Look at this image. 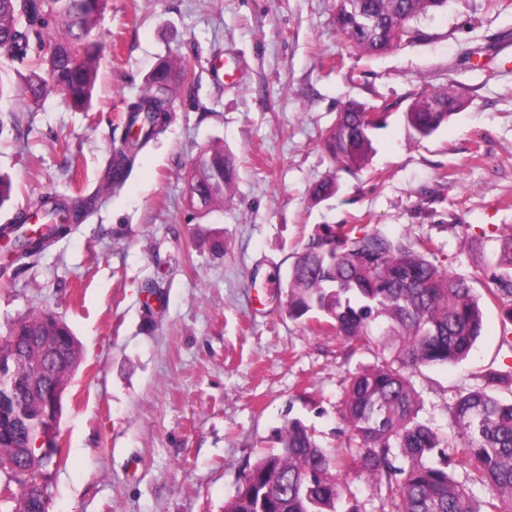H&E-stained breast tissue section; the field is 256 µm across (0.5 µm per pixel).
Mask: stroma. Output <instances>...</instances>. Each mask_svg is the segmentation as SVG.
I'll use <instances>...</instances> for the list:
<instances>
[{
	"mask_svg": "<svg viewBox=\"0 0 512 512\" xmlns=\"http://www.w3.org/2000/svg\"><path fill=\"white\" fill-rule=\"evenodd\" d=\"M336 0H110L93 107L23 94L27 67L0 51L20 93L0 101V175L14 192L0 225L34 201L94 198L47 250L0 249V338L50 311L80 362L62 398L64 464L40 471L49 512H224L246 463L297 418L327 447L342 439L348 377L374 351L288 314L290 271L311 236L354 218L410 242L483 296L467 358L415 378L421 418L443 427L459 392L512 370V323L486 298L484 255L512 230V0H448L385 54H349ZM186 58L162 133L116 190L96 191L126 132L127 106L162 60ZM232 77L217 79L214 64ZM463 101L431 137L402 114L423 89ZM387 106L363 169L323 147L342 105ZM223 143L236 178L223 208L190 205L196 155ZM339 189L317 202L313 186Z\"/></svg>",
	"mask_w": 512,
	"mask_h": 512,
	"instance_id": "stroma-1",
	"label": "stroma"
}]
</instances>
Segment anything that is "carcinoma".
Segmentation results:
<instances>
[{
    "instance_id": "1",
    "label": "carcinoma",
    "mask_w": 512,
    "mask_h": 512,
    "mask_svg": "<svg viewBox=\"0 0 512 512\" xmlns=\"http://www.w3.org/2000/svg\"><path fill=\"white\" fill-rule=\"evenodd\" d=\"M448 0H336V22L347 48L371 55L391 49L378 34L358 28L353 15L362 11L388 31L444 9ZM108 0H0V49L12 58H28L31 40L44 53L31 60L26 94L37 101L48 93L85 111L92 105L101 45L97 26ZM186 60L160 62L148 74L145 89L132 108L130 122L139 135L115 150L109 178L96 197L119 184L140 153L164 128L173 92L189 75ZM451 89L422 92L403 113L415 139L432 136L460 107ZM445 111H439V108ZM338 131L325 148L340 170L361 169L374 151L373 131L381 120L362 112L338 115ZM203 179L208 192L203 207L224 206L234 180V164L221 144L204 150ZM336 179L312 189L317 201L336 194ZM54 234L38 242L14 238L19 258L45 250ZM512 267V233L497 239L487 267ZM489 294L512 299V275L491 277ZM288 311L316 320L340 339L380 351L376 364L356 371L344 392L340 411L345 443L325 448L300 420L280 430L278 447L244 470L242 483L224 512H368L364 501L345 492L347 461L367 480L385 486L378 512H512V372L488 370L482 384L459 395L449 407L448 434L419 418L420 392L413 377L433 365L455 364L466 357L481 335L483 313L468 281L436 263L431 244L414 245L390 237L368 224H340L307 241L288 280ZM57 337L56 372L69 375L78 365L70 329L47 330ZM18 347L27 360L18 377L29 375L30 361L41 348ZM17 454L14 442L0 436V473L13 486L20 476L6 464ZM465 474V482L455 472ZM492 491L479 504L467 484Z\"/></svg>"
}]
</instances>
